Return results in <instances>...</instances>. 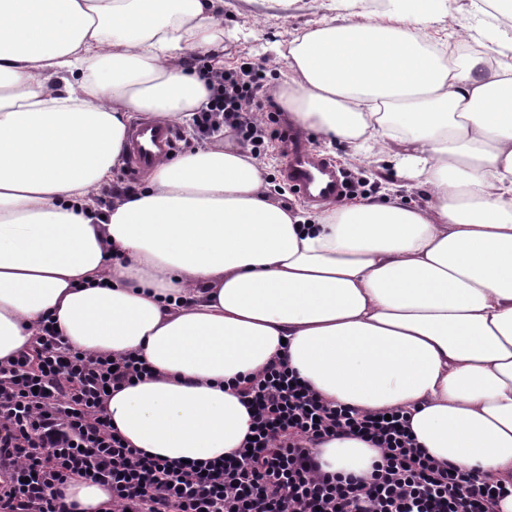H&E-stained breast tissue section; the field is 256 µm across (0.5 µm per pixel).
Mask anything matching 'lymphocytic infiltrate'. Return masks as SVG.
<instances>
[{
  "label": "lymphocytic infiltrate",
  "mask_w": 512,
  "mask_h": 512,
  "mask_svg": "<svg viewBox=\"0 0 512 512\" xmlns=\"http://www.w3.org/2000/svg\"><path fill=\"white\" fill-rule=\"evenodd\" d=\"M195 64L211 89L197 130L231 126L260 153L261 67ZM152 375L139 354L76 350L44 320L33 349L0 364V512H75L61 491L72 478L106 487V512H495L505 496L419 448L402 410L383 419L327 403L284 362L243 381L250 447L201 466L148 455L125 443L102 405L107 389ZM345 435L380 449L369 476L322 471L318 446Z\"/></svg>",
  "instance_id": "f902f5d3"
}]
</instances>
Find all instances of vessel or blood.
Listing matches in <instances>:
<instances>
[{"label": "vessel or blood", "mask_w": 512, "mask_h": 512, "mask_svg": "<svg viewBox=\"0 0 512 512\" xmlns=\"http://www.w3.org/2000/svg\"><path fill=\"white\" fill-rule=\"evenodd\" d=\"M129 141L128 172L137 176L172 151L173 130L168 124L144 121L131 129ZM281 147L287 158L282 178L299 200L318 206L343 196L344 185L335 163L298 147L290 135L282 138Z\"/></svg>", "instance_id": "obj_1"}]
</instances>
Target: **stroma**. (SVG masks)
Instances as JSON below:
<instances>
[{
	"instance_id": "obj_1",
	"label": "stroma",
	"mask_w": 512,
	"mask_h": 512,
	"mask_svg": "<svg viewBox=\"0 0 512 512\" xmlns=\"http://www.w3.org/2000/svg\"><path fill=\"white\" fill-rule=\"evenodd\" d=\"M336 0H224L219 23L224 29V70L236 69L243 61L261 63L263 88L255 98V111L262 114V127L268 146L264 157L273 182H280L283 158L275 144L280 133L290 131L282 112L270 98L267 89L288 79L286 65L261 58L260 48H271L277 42L291 38L313 22L335 16ZM322 156L335 161L348 180L359 183L360 198H382L391 180L388 163L366 164L351 159L350 149L337 144L322 149Z\"/></svg>"
}]
</instances>
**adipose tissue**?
I'll list each match as a JSON object with an SVG mask.
<instances>
[{
	"label": "adipose tissue",
	"instance_id": "ef3b65f1",
	"mask_svg": "<svg viewBox=\"0 0 512 512\" xmlns=\"http://www.w3.org/2000/svg\"><path fill=\"white\" fill-rule=\"evenodd\" d=\"M222 0H0V363L51 318L76 349L138 352L153 378L103 414L173 461L242 448L239 383L277 359L326 401L400 408L421 448L509 489L512 512V31L429 32L446 0L396 18L315 21L276 44L270 96L291 125L386 156L418 205L277 200L232 129L154 164L98 203L133 114L188 123L207 103L198 56H220ZM379 452L320 447L366 475Z\"/></svg>",
	"mask_w": 512,
	"mask_h": 512
}]
</instances>
